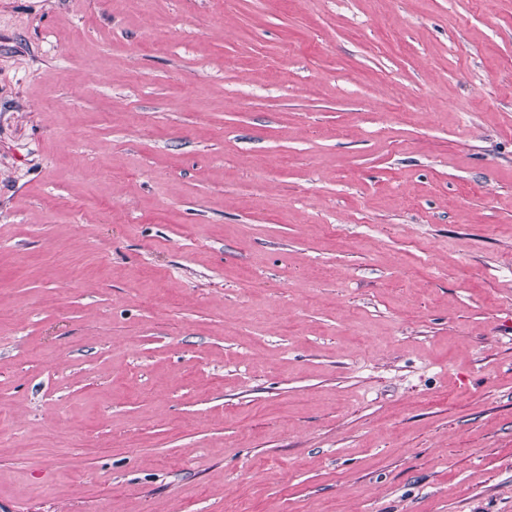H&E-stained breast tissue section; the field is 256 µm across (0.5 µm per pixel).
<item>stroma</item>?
<instances>
[{
  "label": "stroma",
  "mask_w": 512,
  "mask_h": 512,
  "mask_svg": "<svg viewBox=\"0 0 512 512\" xmlns=\"http://www.w3.org/2000/svg\"><path fill=\"white\" fill-rule=\"evenodd\" d=\"M0 512H512V0H0Z\"/></svg>",
  "instance_id": "1"
}]
</instances>
